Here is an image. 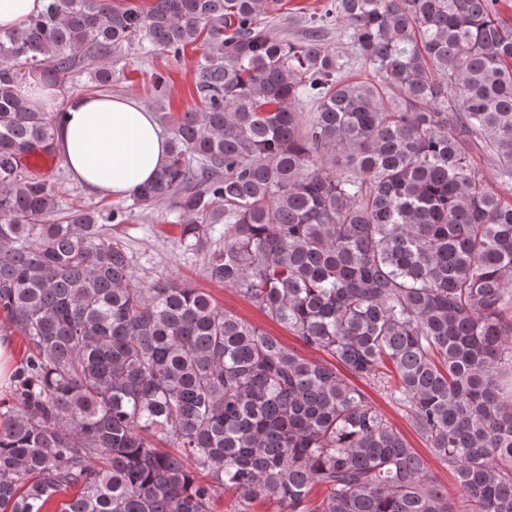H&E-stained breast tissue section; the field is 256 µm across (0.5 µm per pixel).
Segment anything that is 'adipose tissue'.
Segmentation results:
<instances>
[{
    "label": "adipose tissue",
    "instance_id": "ef3b65f1",
    "mask_svg": "<svg viewBox=\"0 0 512 512\" xmlns=\"http://www.w3.org/2000/svg\"><path fill=\"white\" fill-rule=\"evenodd\" d=\"M55 151L89 193L122 198L165 165L169 137L153 113L131 99L83 96L59 113Z\"/></svg>",
    "mask_w": 512,
    "mask_h": 512
}]
</instances>
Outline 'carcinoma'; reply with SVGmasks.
Returning <instances> with one entry per match:
<instances>
[{
	"mask_svg": "<svg viewBox=\"0 0 512 512\" xmlns=\"http://www.w3.org/2000/svg\"><path fill=\"white\" fill-rule=\"evenodd\" d=\"M499 0H331L296 41L277 0H46L0 31V311L31 353L0 410V512H512V23ZM343 27L370 77L325 43ZM197 43L194 98L132 204L66 209L58 110L137 48ZM166 203L177 243L315 362L203 288L138 277L107 234ZM224 225V244L213 242ZM448 465L460 503L358 385ZM162 441L158 446L156 441ZM21 93L45 112H57L55 108L57 92L55 89L31 85V87L22 88Z\"/></svg>",
	"mask_w": 512,
	"mask_h": 512,
	"instance_id": "cac0c4a2",
	"label": "carcinoma"
}]
</instances>
